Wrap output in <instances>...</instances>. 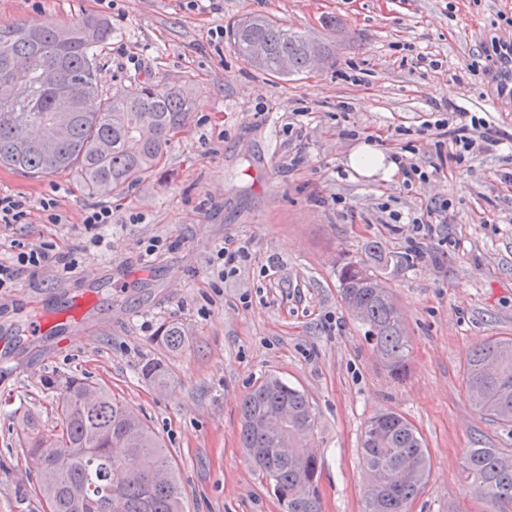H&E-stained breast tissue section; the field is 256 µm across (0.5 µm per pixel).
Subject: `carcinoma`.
<instances>
[{
    "label": "carcinoma",
    "instance_id": "carcinoma-1",
    "mask_svg": "<svg viewBox=\"0 0 512 512\" xmlns=\"http://www.w3.org/2000/svg\"><path fill=\"white\" fill-rule=\"evenodd\" d=\"M235 53L255 68L288 77L323 62L336 45L317 42L263 15H245L227 30ZM112 40L111 26L95 17L38 29L0 26V81L27 86L23 97L0 99V166L37 177L77 169L93 195L129 187L162 161L187 124L191 103L176 87L143 83L136 94H102L94 49ZM68 94L78 107L65 120L55 100ZM343 303L361 311L366 341L396 380L410 369L405 319L381 275L358 261L337 271ZM157 341L177 352L183 326L162 325ZM142 378L163 391L168 368L149 360ZM465 387L479 413L512 424V338L479 343L468 362ZM58 422L45 432L37 417H23V448L36 466L37 491L50 512H183L184 493L158 436L109 390L72 376L59 384ZM316 414L299 389L278 377L262 379L241 405V445L271 481L286 512H322L321 463L306 450ZM359 455L365 512H410L430 477L431 463L415 427L393 411L365 422ZM463 469L486 512H512V455L498 448H469Z\"/></svg>",
    "mask_w": 512,
    "mask_h": 512
}]
</instances>
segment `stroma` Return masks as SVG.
<instances>
[{
    "mask_svg": "<svg viewBox=\"0 0 512 512\" xmlns=\"http://www.w3.org/2000/svg\"><path fill=\"white\" fill-rule=\"evenodd\" d=\"M244 13L335 41L333 64L290 77L254 70L224 36ZM87 15L112 27L97 58L103 94L150 80L180 87L192 113L160 167L118 194H88L74 170L30 178L0 167V194L30 205L27 223L0 227V261L15 240L71 262L21 269L0 290V512H47L18 419L29 411L51 429L59 392L47 381L69 374L112 390L159 436L184 512H285L238 439L240 404L269 374L317 415L322 512H364L359 439L382 410L406 417L430 455L413 512H483L462 457L512 453V424L478 414L465 378L478 343L512 337V107L480 103L495 92L492 44L512 39V0H0V25ZM464 106L501 142L459 164L421 124ZM366 142L428 180L408 189L397 172L357 175L348 156ZM44 198L57 200L59 223ZM435 202L448 209L425 237L412 220ZM96 205L111 207L112 222L92 247L82 216ZM228 240L251 258L216 289L210 260ZM382 257L412 347L401 381L336 281L344 262ZM86 294L88 323L67 341L33 331ZM169 321L187 334L177 353L155 338ZM152 359L170 369L168 390L140 378Z\"/></svg>",
    "mask_w": 512,
    "mask_h": 512,
    "instance_id": "stroma-1",
    "label": "stroma"
}]
</instances>
